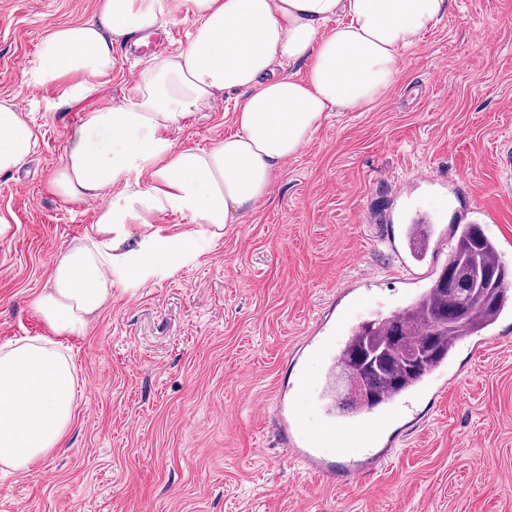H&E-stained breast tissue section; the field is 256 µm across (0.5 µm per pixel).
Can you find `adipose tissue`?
Instances as JSON below:
<instances>
[{"instance_id": "adipose-tissue-1", "label": "adipose tissue", "mask_w": 512, "mask_h": 512, "mask_svg": "<svg viewBox=\"0 0 512 512\" xmlns=\"http://www.w3.org/2000/svg\"><path fill=\"white\" fill-rule=\"evenodd\" d=\"M195 20L178 52L153 53L120 101L88 112L48 182L67 204L104 197L90 233L51 262L33 302L44 336L0 348V468L29 471L61 444L78 388L69 341L87 335L112 295V274L145 258H178L186 236L154 232L171 213L221 237L268 197L285 164L326 114L360 112L396 80L403 50L444 15L447 0H179ZM170 0H98L94 20L42 40L37 85L63 84L62 103L90 94L111 71L113 40L159 28ZM308 64L299 80L281 67ZM237 97L236 131L208 149L173 134L217 98ZM38 137L24 112L0 100V174L17 170ZM143 229L123 249L130 225Z\"/></svg>"}]
</instances>
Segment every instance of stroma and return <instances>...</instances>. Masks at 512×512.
I'll list each match as a JSON object with an SVG mask.
<instances>
[{
	"instance_id": "obj_1",
	"label": "stroma",
	"mask_w": 512,
	"mask_h": 512,
	"mask_svg": "<svg viewBox=\"0 0 512 512\" xmlns=\"http://www.w3.org/2000/svg\"><path fill=\"white\" fill-rule=\"evenodd\" d=\"M97 0H0V99L26 114L39 148L0 175V347L46 335L31 303L53 256L84 237L102 198L67 205L48 181L87 112L121 99L148 55L117 58L87 97L22 79L54 28L91 20ZM396 82L367 111L331 112L286 163L270 196L228 225L167 216L186 234L178 260L112 276L86 337L69 342L79 390L60 449L27 472L0 470V512H512V313L482 349L458 344L379 443L385 461L343 475L367 452L326 455L338 477L299 468L262 410L282 385L322 372L305 349L324 317L352 327L422 290L388 247L413 216L481 225L512 269V0H452L401 56ZM225 96L175 135L208 148L234 134ZM431 182H423L421 174Z\"/></svg>"
}]
</instances>
